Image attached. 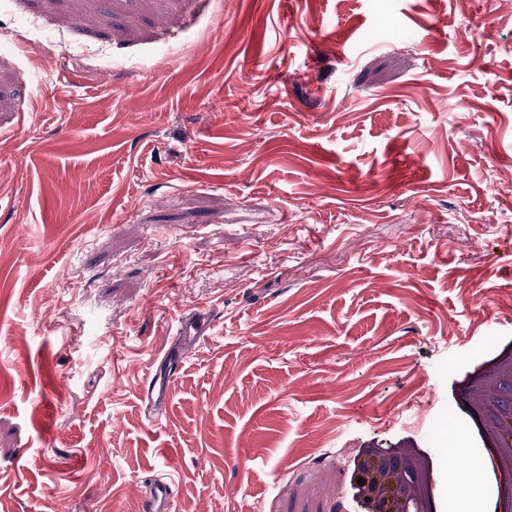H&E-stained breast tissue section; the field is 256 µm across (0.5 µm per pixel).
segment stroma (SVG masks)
I'll return each mask as SVG.
<instances>
[{"label":"stroma","instance_id":"stroma-1","mask_svg":"<svg viewBox=\"0 0 512 512\" xmlns=\"http://www.w3.org/2000/svg\"><path fill=\"white\" fill-rule=\"evenodd\" d=\"M485 0H0V512H369L512 342ZM214 318L147 419L184 312ZM54 402V415L44 411ZM176 476L165 471L149 479L146 489L139 497L140 512H172L175 502Z\"/></svg>","mask_w":512,"mask_h":512}]
</instances>
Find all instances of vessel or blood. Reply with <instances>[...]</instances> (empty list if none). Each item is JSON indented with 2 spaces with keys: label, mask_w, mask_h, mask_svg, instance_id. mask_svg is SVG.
Returning a JSON list of instances; mask_svg holds the SVG:
<instances>
[{
  "label": "vessel or blood",
  "mask_w": 512,
  "mask_h": 512,
  "mask_svg": "<svg viewBox=\"0 0 512 512\" xmlns=\"http://www.w3.org/2000/svg\"><path fill=\"white\" fill-rule=\"evenodd\" d=\"M210 315L206 308L196 307L183 315L180 327L168 348L159 356L142 390L153 413H160L168 398L171 380L177 366L184 361L190 350L203 337ZM176 476L173 472H160L150 478L139 497V512H173Z\"/></svg>",
  "instance_id": "vessel-or-blood-1"
}]
</instances>
